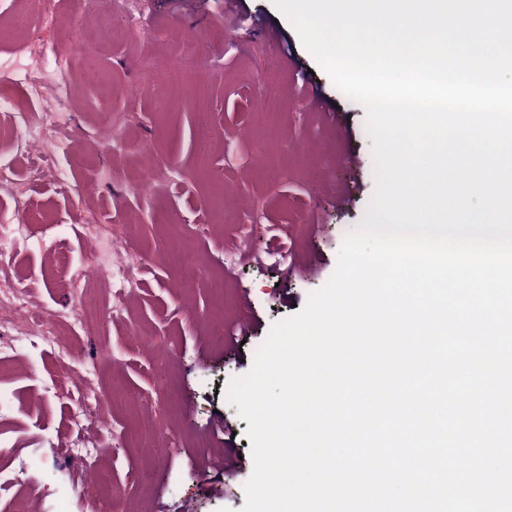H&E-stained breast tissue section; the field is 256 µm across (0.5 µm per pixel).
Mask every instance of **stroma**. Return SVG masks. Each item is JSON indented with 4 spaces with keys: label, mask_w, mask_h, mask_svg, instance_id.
Listing matches in <instances>:
<instances>
[{
    "label": "stroma",
    "mask_w": 512,
    "mask_h": 512,
    "mask_svg": "<svg viewBox=\"0 0 512 512\" xmlns=\"http://www.w3.org/2000/svg\"><path fill=\"white\" fill-rule=\"evenodd\" d=\"M50 0L38 29L15 31L16 0H0V121L31 122L57 112L71 127L59 157L66 176L0 188V233L30 227L12 247L14 269L33 311L63 309L75 270L107 258L94 224L137 220L132 244L140 288L129 311L101 323L112 302L107 277L85 276L94 300L91 329L58 319L51 335L0 325V512H91L64 448L80 444L114 490L102 512H241L252 466L248 423L225 398L247 374L278 322L298 313L336 266L345 237L372 198L375 178L365 110L332 82L273 0ZM79 51L66 53L62 35ZM194 40L211 77L183 94L165 85L129 88L163 70L172 45ZM64 62L68 98L55 103L28 80L34 60ZM105 77L87 90L88 69ZM280 86L279 112L263 103ZM123 119L124 149L104 150L99 114ZM209 117L207 167L196 150L198 113ZM157 171L146 194L132 189ZM242 247L236 263L225 252ZM204 258L197 278L179 258ZM149 343L119 346L130 329ZM116 348L113 363L99 350ZM75 352L86 380L57 358ZM119 396L108 415L131 446L83 408L95 394Z\"/></svg>",
    "instance_id": "obj_1"
}]
</instances>
